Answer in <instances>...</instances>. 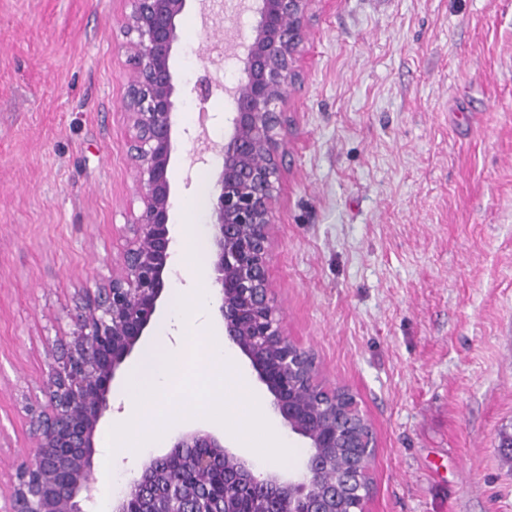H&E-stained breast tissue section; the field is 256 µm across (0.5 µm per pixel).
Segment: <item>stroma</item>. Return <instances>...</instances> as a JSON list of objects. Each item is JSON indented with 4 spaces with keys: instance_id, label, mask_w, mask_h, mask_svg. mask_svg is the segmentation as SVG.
Listing matches in <instances>:
<instances>
[{
    "instance_id": "1",
    "label": "stroma",
    "mask_w": 512,
    "mask_h": 512,
    "mask_svg": "<svg viewBox=\"0 0 512 512\" xmlns=\"http://www.w3.org/2000/svg\"><path fill=\"white\" fill-rule=\"evenodd\" d=\"M126 0H0V476L24 455L81 289L119 259L135 197ZM236 48L197 7L175 52L174 208L223 142ZM269 263L288 336L371 424L365 512H512V0H317Z\"/></svg>"
}]
</instances>
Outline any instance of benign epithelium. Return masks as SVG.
I'll return each instance as SVG.
<instances>
[{
  "label": "benign epithelium",
  "instance_id": "obj_1",
  "mask_svg": "<svg viewBox=\"0 0 512 512\" xmlns=\"http://www.w3.org/2000/svg\"><path fill=\"white\" fill-rule=\"evenodd\" d=\"M190 0H128L122 29L129 53L123 107L132 130L129 154L140 206L125 227L126 247L107 283L85 288L71 313L72 328L50 353L41 384L43 407L27 408L25 461L9 486L4 512H85L94 499L95 433L112 411V384L156 324L169 285L174 237L173 151L180 112L174 67L181 19ZM255 15L238 56L240 77L230 91L232 112L221 147L223 165L209 195L211 260L224 345L242 353L270 395L275 416L306 440L304 471L263 470L202 428L180 433L163 455L150 456L113 512H237L229 487L249 479L257 512H336L335 491L322 482V449L342 443L362 448L357 471L369 474L372 433L356 401L354 430L328 435L317 414L298 399V388L316 384L311 354L285 332L268 266L275 228L274 205L287 150L288 95L300 82L297 58L309 32L314 0H252ZM208 75L191 93L207 101Z\"/></svg>",
  "mask_w": 512,
  "mask_h": 512
}]
</instances>
